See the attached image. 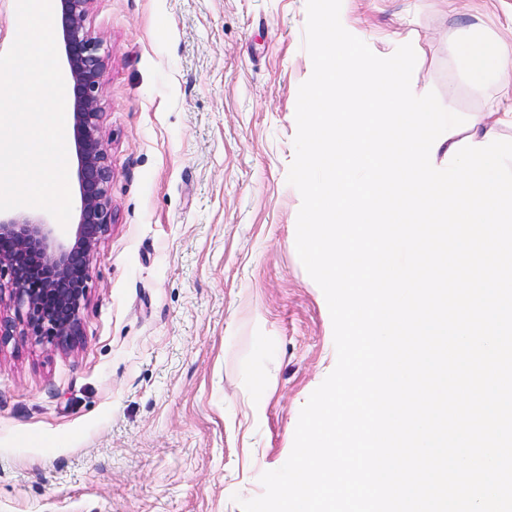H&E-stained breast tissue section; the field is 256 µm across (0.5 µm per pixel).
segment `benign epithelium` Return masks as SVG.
<instances>
[{"instance_id": "1", "label": "benign epithelium", "mask_w": 512, "mask_h": 512, "mask_svg": "<svg viewBox=\"0 0 512 512\" xmlns=\"http://www.w3.org/2000/svg\"><path fill=\"white\" fill-rule=\"evenodd\" d=\"M66 66L81 204L62 238L41 212H0V302L8 291L19 322H0V345L15 335L66 349L81 336V310L97 246L111 225L112 167L99 118L107 66L85 21L92 0H53Z\"/></svg>"}]
</instances>
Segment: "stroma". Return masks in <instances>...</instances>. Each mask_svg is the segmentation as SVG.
I'll use <instances>...</instances> for the list:
<instances>
[{
    "label": "stroma",
    "instance_id": "obj_1",
    "mask_svg": "<svg viewBox=\"0 0 512 512\" xmlns=\"http://www.w3.org/2000/svg\"><path fill=\"white\" fill-rule=\"evenodd\" d=\"M347 14L377 54L411 35L415 95L490 110L453 41L512 36V0ZM306 20V0H93L112 224L77 345L0 346V512H242L287 461L337 360L287 180Z\"/></svg>",
    "mask_w": 512,
    "mask_h": 512
}]
</instances>
